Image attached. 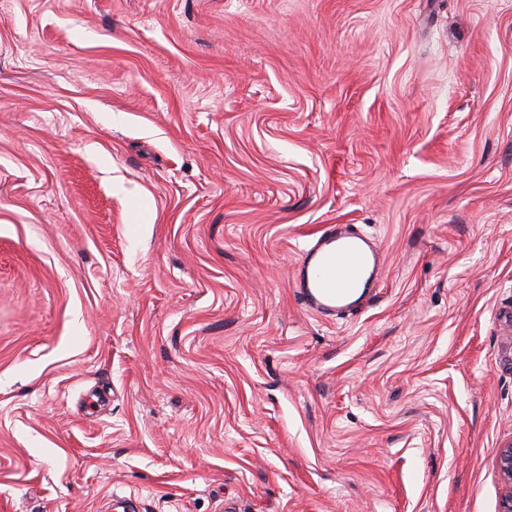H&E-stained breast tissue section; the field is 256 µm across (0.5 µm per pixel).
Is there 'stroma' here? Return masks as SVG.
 Returning <instances> with one entry per match:
<instances>
[{
	"label": "stroma",
	"instance_id": "35a3bbf8",
	"mask_svg": "<svg viewBox=\"0 0 512 512\" xmlns=\"http://www.w3.org/2000/svg\"><path fill=\"white\" fill-rule=\"evenodd\" d=\"M511 440L512 0H0V512H500ZM382 260L380 249L350 225L327 224L296 264L298 298L317 315L352 313L375 286Z\"/></svg>",
	"mask_w": 512,
	"mask_h": 512
}]
</instances>
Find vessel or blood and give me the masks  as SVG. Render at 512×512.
<instances>
[{
    "mask_svg": "<svg viewBox=\"0 0 512 512\" xmlns=\"http://www.w3.org/2000/svg\"><path fill=\"white\" fill-rule=\"evenodd\" d=\"M382 260L380 249L350 225H326L296 264L298 298L321 316L354 312L375 286Z\"/></svg>",
    "mask_w": 512,
    "mask_h": 512,
    "instance_id": "obj_1",
    "label": "vessel or blood"
}]
</instances>
